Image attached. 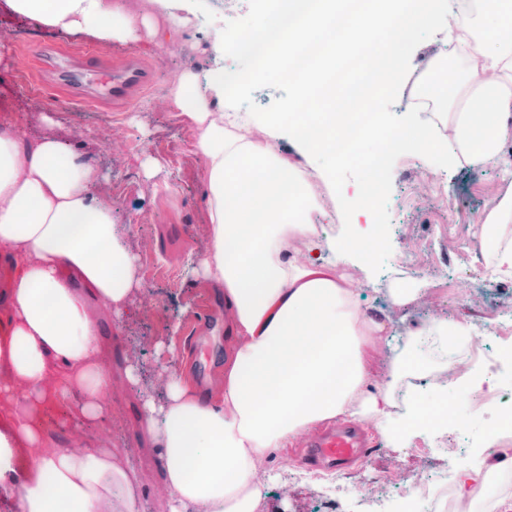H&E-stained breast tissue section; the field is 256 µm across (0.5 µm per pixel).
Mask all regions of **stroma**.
<instances>
[{
  "label": "stroma",
  "mask_w": 512,
  "mask_h": 512,
  "mask_svg": "<svg viewBox=\"0 0 512 512\" xmlns=\"http://www.w3.org/2000/svg\"><path fill=\"white\" fill-rule=\"evenodd\" d=\"M198 3L196 23L165 42L143 31L135 41L101 45L106 55L138 52L154 59L157 79L122 107L104 105L93 110L67 103L62 89L50 97L23 88L43 45L75 48L91 43V36L60 32L0 9V117L15 121L33 137L59 134L97 165L103 178L93 192L112 203L120 220L128 222V242L138 258L142 283L127 314L112 323V335L101 348V363L112 370L106 421L80 419L53 409L44 428L78 454L120 448L138 458L148 480L145 500L156 512H168L167 491L157 476L153 448L136 436L140 399L130 391L123 367L134 361L147 367L149 389L160 400L166 382L160 358L163 348L175 347L179 369L192 376L199 360L221 373L228 346L226 324L208 331L201 351L189 333L203 293L214 289L199 272L184 268L187 258L209 247L204 163L194 149V125L171 109L166 90L186 71L213 67L209 52L213 18H223L224 42L229 46L240 42L256 18H275L262 0ZM419 64L417 57L407 56L402 81L382 99L383 125L390 132L404 131L409 125L405 96ZM287 67L288 55L280 53L264 78L243 83L237 94L241 107L258 115L287 113L294 94L285 75ZM375 146L372 140L362 142L353 157L337 162L331 182L314 178L315 190L328 209H335L343 185L371 181L365 158ZM385 179L377 221L389 248L375 253V271L383 273L407 251L429 277L424 283L415 276L408 279V286L421 287L422 292L404 305L384 303L373 285L360 284V310L384 317L394 336L407 335L438 319L498 326L503 313H512V280L489 276L482 286H475L472 248L477 241L472 224L508 187L499 167L441 171L436 165L402 158L392 163ZM448 402L457 422L441 433L413 439L411 447H391L378 433H371L374 450L348 471L357 490L347 496L320 480V468L305 465L294 448L277 449L257 474L261 493L257 512H396L397 499L419 493L436 470L450 465L465 469L464 460H448L460 443V429L488 433L500 415L496 406L463 396L455 384L448 387Z\"/></svg>",
  "instance_id": "35a3bbf8"
}]
</instances>
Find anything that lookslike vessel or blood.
<instances>
[{
	"instance_id": "obj_1",
	"label": "vessel or blood",
	"mask_w": 512,
	"mask_h": 512,
	"mask_svg": "<svg viewBox=\"0 0 512 512\" xmlns=\"http://www.w3.org/2000/svg\"><path fill=\"white\" fill-rule=\"evenodd\" d=\"M154 72L139 57H126L121 63L102 58L97 50L78 48L45 53L38 73L26 85L34 91L52 86L68 88L74 100L95 104L124 101L149 84ZM303 451L311 461L332 469H342L363 457L368 444L356 424L339 421L328 430L305 438Z\"/></svg>"
}]
</instances>
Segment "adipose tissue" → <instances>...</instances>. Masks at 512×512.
Listing matches in <instances>:
<instances>
[{"mask_svg":"<svg viewBox=\"0 0 512 512\" xmlns=\"http://www.w3.org/2000/svg\"><path fill=\"white\" fill-rule=\"evenodd\" d=\"M16 14L59 30H83L101 43L136 40L147 17L114 0H5ZM447 17V52L430 54L417 84L434 104L412 112L405 132L375 154L385 174L406 157L461 169L501 166L512 179V0H365L337 11L336 0H284L276 28L257 24L238 44L249 74L184 72L168 91L171 106L197 128L205 164L210 246L197 260L224 291L233 343L218 396L170 373L165 399L147 397L140 438L156 448V470L169 512H254L258 468L273 449L314 425L348 418L370 424L388 444L408 447L447 428V401L422 407L405 384L425 343L461 360L473 340L467 325L435 320L392 350L391 369L375 380L368 355L386 325L357 308V277L371 278L380 242L379 194L361 186L334 240L322 239L325 210L311 189L307 159L336 160L357 135L362 112L380 109L403 59L424 48L435 13ZM355 33L372 66L337 80L352 58ZM287 50L295 84L288 105L297 160L273 142L277 116L225 111L244 79L264 76ZM93 161L56 134L37 138L0 121V259L12 272L0 320V485L18 486L15 512H139L144 486L138 460L113 448L82 454L55 447L41 428L48 405L72 406L93 420L110 410L112 372L99 357L103 303L121 317L140 286L128 230L93 193ZM489 268L512 273V188L479 217ZM335 254L328 262L323 252ZM23 447L30 464L13 465Z\"/></svg>","mask_w":512,"mask_h":512,"instance_id":"ef3b65f1","label":"adipose tissue"}]
</instances>
